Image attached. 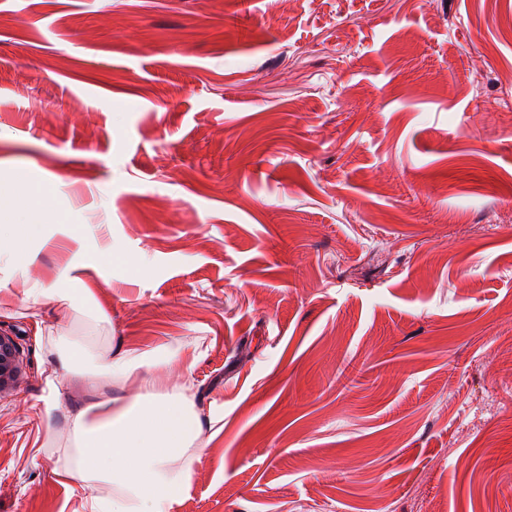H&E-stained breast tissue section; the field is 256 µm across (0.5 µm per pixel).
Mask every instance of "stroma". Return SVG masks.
<instances>
[{"mask_svg": "<svg viewBox=\"0 0 512 512\" xmlns=\"http://www.w3.org/2000/svg\"><path fill=\"white\" fill-rule=\"evenodd\" d=\"M512 0H0V512H83L37 325L196 341L173 512H512ZM108 321L29 307L67 263ZM60 415L47 418L45 401ZM33 179L26 177L24 184L0 175V214L14 215L15 223L0 225V263L13 271H24L30 259V245L43 238L44 224H29L20 206L23 191L29 188ZM19 355L17 343L11 337L0 335V393L15 387L20 373Z\"/></svg>", "mask_w": 512, "mask_h": 512, "instance_id": "obj_1", "label": "stroma"}]
</instances>
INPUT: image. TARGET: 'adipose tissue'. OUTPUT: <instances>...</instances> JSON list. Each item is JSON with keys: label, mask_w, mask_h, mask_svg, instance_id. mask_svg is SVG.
<instances>
[{"label": "adipose tissue", "mask_w": 512, "mask_h": 512, "mask_svg": "<svg viewBox=\"0 0 512 512\" xmlns=\"http://www.w3.org/2000/svg\"><path fill=\"white\" fill-rule=\"evenodd\" d=\"M23 191L22 184L0 178V214L15 218L0 225V264L14 271L25 270L31 243L45 233L44 225L28 223L20 206ZM53 346L58 377L81 376L93 389L105 378H142L135 395L91 402L65 414L75 461L58 463L55 474L87 491L89 512H172L205 442L192 383L157 388L154 370L189 355L200 357L199 344L108 354L93 341L58 336Z\"/></svg>", "instance_id": "ef3b65f1"}]
</instances>
